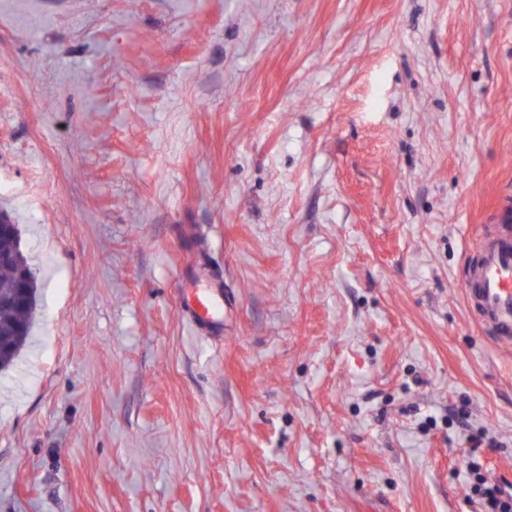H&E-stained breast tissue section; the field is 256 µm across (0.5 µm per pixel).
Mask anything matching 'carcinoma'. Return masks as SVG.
Returning <instances> with one entry per match:
<instances>
[{
	"instance_id": "carcinoma-1",
	"label": "carcinoma",
	"mask_w": 512,
	"mask_h": 512,
	"mask_svg": "<svg viewBox=\"0 0 512 512\" xmlns=\"http://www.w3.org/2000/svg\"><path fill=\"white\" fill-rule=\"evenodd\" d=\"M13 227L14 234L0 237V251L14 254L13 260L0 264V372L11 369L28 344L32 323L38 307V285L28 258L19 246V225L6 210H0V225ZM31 280L27 304L20 306L12 301L20 272Z\"/></svg>"
}]
</instances>
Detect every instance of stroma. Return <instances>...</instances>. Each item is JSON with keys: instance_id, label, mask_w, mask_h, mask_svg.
Returning a JSON list of instances; mask_svg holds the SVG:
<instances>
[{"instance_id": "1", "label": "stroma", "mask_w": 512, "mask_h": 512, "mask_svg": "<svg viewBox=\"0 0 512 512\" xmlns=\"http://www.w3.org/2000/svg\"><path fill=\"white\" fill-rule=\"evenodd\" d=\"M1 208L39 306L0 512H480L467 463L512 470L462 282L512 215V0H0ZM182 309L187 319L209 334L224 333V294L221 287L184 288Z\"/></svg>"}]
</instances>
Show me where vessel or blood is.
<instances>
[{"instance_id": "obj_1", "label": "vessel or blood", "mask_w": 512, "mask_h": 512, "mask_svg": "<svg viewBox=\"0 0 512 512\" xmlns=\"http://www.w3.org/2000/svg\"><path fill=\"white\" fill-rule=\"evenodd\" d=\"M465 295L480 324L496 343L512 344V224L486 235L469 266ZM182 309L198 329L224 331V295L220 287L184 289Z\"/></svg>"}]
</instances>
